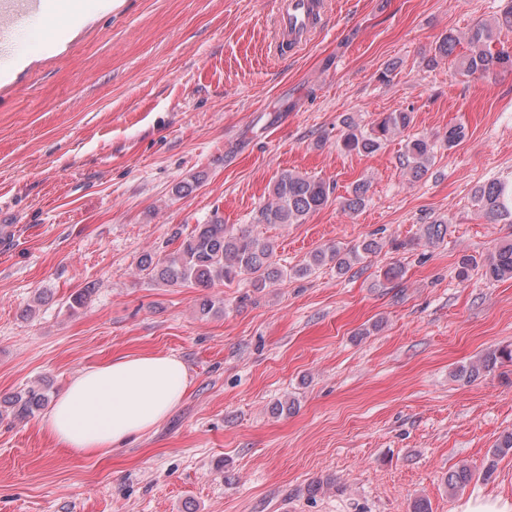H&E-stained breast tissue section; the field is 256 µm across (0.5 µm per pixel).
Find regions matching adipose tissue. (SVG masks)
<instances>
[{
  "mask_svg": "<svg viewBox=\"0 0 512 512\" xmlns=\"http://www.w3.org/2000/svg\"><path fill=\"white\" fill-rule=\"evenodd\" d=\"M185 364L164 353L126 354L72 378L41 422L56 447L106 454L153 431L183 400Z\"/></svg>",
  "mask_w": 512,
  "mask_h": 512,
  "instance_id": "obj_1",
  "label": "adipose tissue"
}]
</instances>
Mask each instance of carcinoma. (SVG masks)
<instances>
[{"label": "carcinoma", "mask_w": 512, "mask_h": 512, "mask_svg": "<svg viewBox=\"0 0 512 512\" xmlns=\"http://www.w3.org/2000/svg\"><path fill=\"white\" fill-rule=\"evenodd\" d=\"M512 29V0L503 8L492 23L479 22L464 35L448 33L441 36L434 55L428 64L434 65L440 58L455 64L465 77L482 79L500 72H512V53L493 48L495 32ZM412 123L409 112L382 114L364 130L353 117L342 120L344 127L339 143L348 154L371 155L381 150L387 141L406 131ZM466 137L465 126H448L442 138L443 146L451 149ZM437 151V141L426 136L406 139L402 154V165L413 181L427 175ZM369 184L360 181L353 184L344 196H334L331 183L300 172L285 170L272 185L271 201L259 210L260 224H302L306 218L334 202L340 210L353 215L366 204ZM474 198L484 215L491 221L502 217L512 218V185L490 181L478 186ZM448 224L434 220L422 227L421 238L436 243L445 238ZM377 241L365 239L351 248L339 245L312 251L302 263L283 269L272 261L275 249L273 241L260 238L248 231H236L233 225L213 215L204 224H197L184 237L179 247L160 257L154 253H143L137 259V267L152 280L165 285L191 284L209 288L215 282H232L248 277L255 288H266L287 276L301 277L313 269L328 263L340 272L349 270L362 256L376 252ZM484 275L493 281L512 279V241L497 245L486 258ZM512 362V350L489 349L467 365L459 366L453 377L463 383H472L492 372L497 366ZM50 402L49 391L31 386L22 392L0 398V412L9 414L17 421H25L45 408ZM492 456L512 455V431L502 433L491 448ZM474 471L467 464L448 473V492L454 493L465 487L473 478Z\"/></svg>", "instance_id": "cac0c4a2"}]
</instances>
